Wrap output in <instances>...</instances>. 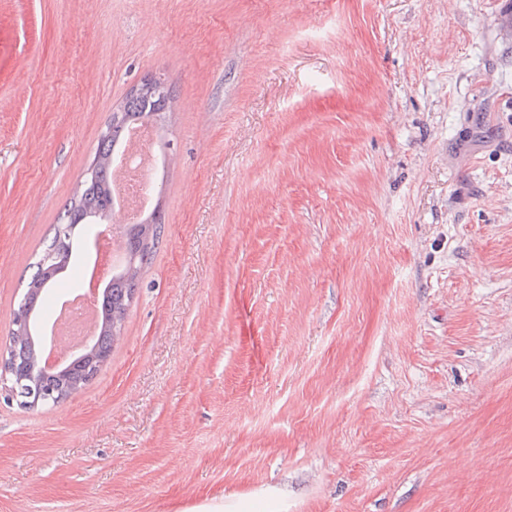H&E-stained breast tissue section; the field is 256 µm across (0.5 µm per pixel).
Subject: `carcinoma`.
Masks as SVG:
<instances>
[{
	"instance_id": "1",
	"label": "carcinoma",
	"mask_w": 512,
	"mask_h": 512,
	"mask_svg": "<svg viewBox=\"0 0 512 512\" xmlns=\"http://www.w3.org/2000/svg\"><path fill=\"white\" fill-rule=\"evenodd\" d=\"M175 95L171 87H166L164 98L144 84H138L125 96L122 105L112 112L107 126L112 131L101 133L98 151L87 169V178L68 208L65 209L51 243L36 263L23 304L28 312L35 313L36 306L46 288L55 277L68 267L72 255V233L76 226L89 223V219L112 208L111 180L112 158L121 145L122 132L135 123L148 122L159 131H164L167 116L173 111ZM164 232L162 215L153 211L147 217L127 224L125 234V257L123 267L112 276V284L107 288L100 306L102 326L99 340L89 351L75 359L65 370L51 376L36 375L35 383L44 392H58L60 381L71 386V392L81 389L95 376L87 367L98 357L111 353V324H118L123 330L124 322L139 288L143 266L151 258L160 243ZM41 338L32 331L26 332L23 342L11 350L20 367L34 369L37 360L36 346Z\"/></svg>"
}]
</instances>
